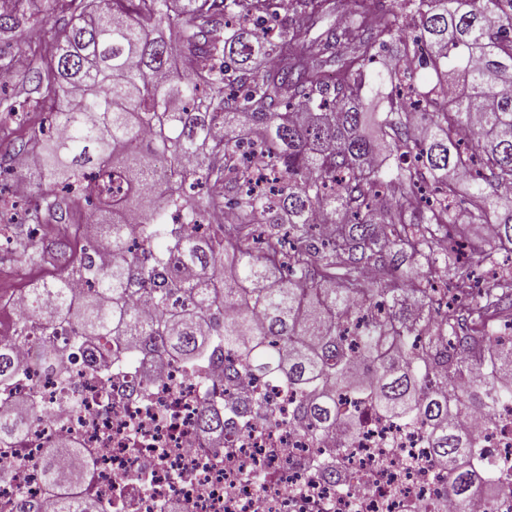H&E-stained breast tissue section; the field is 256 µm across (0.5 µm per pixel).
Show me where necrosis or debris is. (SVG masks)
Segmentation results:
<instances>
[{
  "instance_id": "necrosis-or-debris-1",
  "label": "necrosis or debris",
  "mask_w": 512,
  "mask_h": 512,
  "mask_svg": "<svg viewBox=\"0 0 512 512\" xmlns=\"http://www.w3.org/2000/svg\"><path fill=\"white\" fill-rule=\"evenodd\" d=\"M27 273L0 272V336L13 337L28 300ZM72 383L60 390L57 372L29 368L0 405L24 403L29 437L24 449L0 443V502L17 494L44 502L68 481L41 474L40 450L47 442L68 439L91 450L95 468L87 491L111 503L112 512H162L171 499L186 512H448L446 469L426 446L423 428L370 416L350 440L340 430L318 436L289 427L295 396L285 385L249 373L226 384L220 367L192 375L174 362L157 370L91 376L83 360L66 362ZM139 380L143 394L124 390ZM263 395L268 416L238 424L220 441L203 437L197 425L200 405L213 395ZM500 420L472 411L463 422L483 447L493 449L501 481L512 483V417L503 405ZM343 449L347 482L327 480L319 467L326 449Z\"/></svg>"
}]
</instances>
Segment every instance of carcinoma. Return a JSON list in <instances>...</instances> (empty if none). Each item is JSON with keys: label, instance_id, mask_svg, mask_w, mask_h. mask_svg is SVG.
Masks as SVG:
<instances>
[{"label": "carcinoma", "instance_id": "carcinoma-1", "mask_svg": "<svg viewBox=\"0 0 512 512\" xmlns=\"http://www.w3.org/2000/svg\"><path fill=\"white\" fill-rule=\"evenodd\" d=\"M26 0H0V35L22 45V26L44 18ZM70 24L44 43V87L67 124L62 137L31 129L15 152L38 156L28 223L52 219L63 239L24 246L23 265L64 258L69 270L31 291L24 325L0 346V392L22 374L28 345L52 370L65 349L94 343L116 365L161 357L190 373L224 363L232 382L254 372L297 395L291 426L356 434L338 394L397 422H418L448 472L458 503L508 490L479 440L458 418L472 404L512 402V344L486 358L485 324L512 320V0H53ZM195 61L188 74L177 61ZM258 148L273 179L254 190L241 149ZM125 184L112 222L77 248L71 216L100 206L75 186L96 170ZM236 222L218 239L195 237L209 210ZM173 211L180 221L167 223ZM136 214L139 228L129 227ZM491 224L504 266L478 293L460 219ZM138 235L139 246L130 239ZM111 256L102 273L98 250ZM408 259L403 287L391 265ZM73 277L94 287L70 296ZM146 302L154 313L141 314ZM361 361L365 370L354 372ZM243 412L267 415L248 398ZM205 437L224 434V405L198 410ZM25 420L0 416V439L22 444ZM87 458L70 441L42 450L53 461ZM340 480L339 453L321 460ZM55 512H110L62 495ZM19 496L0 512H41Z\"/></svg>", "mask_w": 512, "mask_h": 512}]
</instances>
